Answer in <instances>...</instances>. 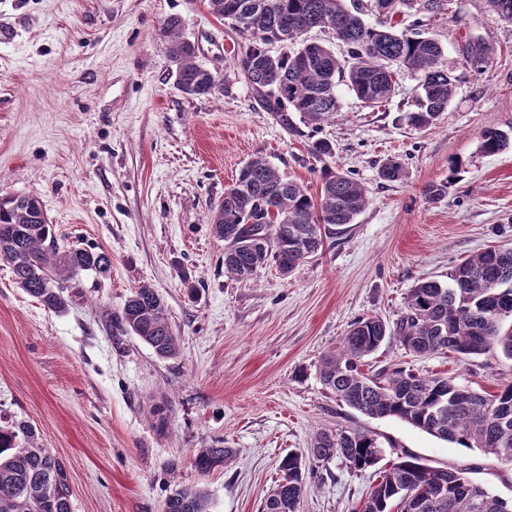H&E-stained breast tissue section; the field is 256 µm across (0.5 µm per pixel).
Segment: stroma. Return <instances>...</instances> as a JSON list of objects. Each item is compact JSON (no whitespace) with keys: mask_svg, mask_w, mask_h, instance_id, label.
Instances as JSON below:
<instances>
[{"mask_svg":"<svg viewBox=\"0 0 512 512\" xmlns=\"http://www.w3.org/2000/svg\"><path fill=\"white\" fill-rule=\"evenodd\" d=\"M171 17L197 63L223 79L222 93L177 89ZM422 20L456 63V94L435 126L407 123L418 81L404 70L385 105L340 88V112L320 134L293 136L253 99L233 64L240 37L207 0H0V198H37L60 247L112 258L110 275L80 276L62 313L18 288L0 261V419L27 421L61 461L72 512H164L184 486L204 488L211 512H261L280 458L337 427L376 435L387 462L405 450L435 468L471 467L472 479L512 500V465L368 417L319 377L352 322H396L419 280L447 283L468 256L512 244V149L480 150L485 130L512 135V24L482 0H445ZM468 36L496 50L482 69L459 61ZM317 136L333 157L310 154ZM254 158L313 192L323 167L349 172L370 203L290 273L270 265L239 282L224 274L209 215ZM390 159L403 167L394 182L379 176ZM440 183L446 193L429 199L426 187ZM143 284L168 308L175 357L108 326V311ZM369 363L479 391L512 377V360L497 352L417 357L393 340ZM220 443L232 458L198 472L196 450ZM377 477L338 458L314 463L299 512H355Z\"/></svg>","mask_w":512,"mask_h":512,"instance_id":"35a3bbf8","label":"stroma"}]
</instances>
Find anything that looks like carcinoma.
Returning <instances> with one entry per match:
<instances>
[{
  "label": "carcinoma",
  "mask_w": 512,
  "mask_h": 512,
  "mask_svg": "<svg viewBox=\"0 0 512 512\" xmlns=\"http://www.w3.org/2000/svg\"><path fill=\"white\" fill-rule=\"evenodd\" d=\"M487 11L512 23V0H483ZM209 11L229 22L244 39L234 64L253 98L289 134L299 135L291 113L317 129L340 111L337 87L347 85L371 106L388 102L397 69L418 78L419 92L408 123L430 127L448 109L456 91L454 65L443 47L421 32L423 12L437 14L444 0H207ZM369 10L378 24L362 19ZM412 18L396 32L384 21ZM166 26L171 34L169 56L176 65V86L187 96H211L221 80L195 61V49L180 33V19ZM332 32L338 48L308 43L278 56L267 46L292 44L309 31ZM480 148L495 155L512 148L509 134L489 129ZM279 200L269 215L270 197ZM39 200L18 195L0 203V260L15 283L55 313L68 309L69 283L86 271L110 274L111 256L94 247L60 250L53 225L37 208ZM369 203L364 184L341 170H321L313 194L302 182L286 179L264 159L240 170L224 190V202L210 224L224 240V273L237 281L253 279L273 262L293 270L321 250L325 238L346 230ZM451 284L422 280L411 288L405 312L388 324L377 316L350 325L342 342L322 358V385L339 400L372 418L399 419L462 448L512 462V380L492 391H476L445 375H424L410 367L365 368L381 345L394 339L410 354L434 353L467 359L502 351L512 359V246L492 245L455 266ZM111 329L130 333L160 358L179 351L167 308L158 291L144 284L134 289L117 312L107 313ZM383 444L357 428L317 434L311 455L319 462L334 458L362 472L382 459ZM232 450L200 448L192 465L202 473L224 466ZM306 455L290 451L279 464L282 476L267 493L262 512H299L306 488ZM468 467L433 468L403 451L379 470L378 480L360 501L357 512H408L406 497L419 502L414 512H503L499 496L467 494L458 482ZM168 512H210L207 491L182 487L169 496ZM0 512H71L64 468L37 442L24 421L0 424Z\"/></svg>",
  "instance_id": "obj_1"
}]
</instances>
